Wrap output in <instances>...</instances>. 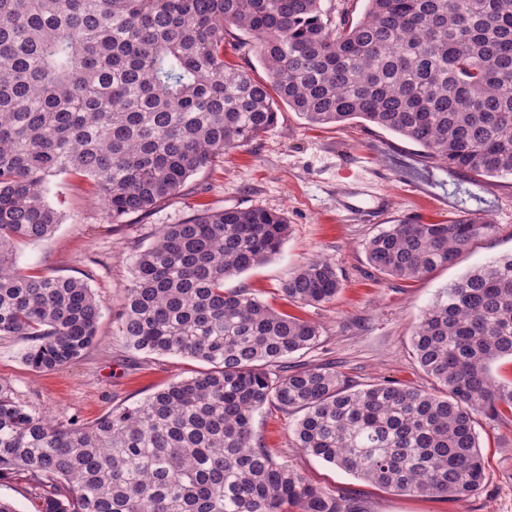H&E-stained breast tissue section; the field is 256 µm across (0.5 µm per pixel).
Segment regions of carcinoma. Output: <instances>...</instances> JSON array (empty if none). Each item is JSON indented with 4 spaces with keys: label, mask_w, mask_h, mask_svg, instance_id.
Listing matches in <instances>:
<instances>
[{
    "label": "carcinoma",
    "mask_w": 512,
    "mask_h": 512,
    "mask_svg": "<svg viewBox=\"0 0 512 512\" xmlns=\"http://www.w3.org/2000/svg\"><path fill=\"white\" fill-rule=\"evenodd\" d=\"M322 0H0V338L31 342L34 371L62 369L96 342L101 305L72 277L16 268L17 244L61 223L49 178L92 180L119 224L277 123L363 119L425 157L477 177L512 175V0H367L364 16ZM269 82L224 60L231 29ZM496 225L396 220L367 243L379 274L419 279ZM281 213L203 208L163 224L136 255L122 303L127 347L211 368L90 423L53 421L0 385V479L21 476L37 512H363L277 461L253 434L268 406L298 412L303 452L381 488L463 501L485 463L475 416L512 417V255L468 271L412 336L433 392L356 389L329 364L290 366L322 344L314 322L224 281L279 252ZM341 290L310 259L282 286L322 305Z\"/></svg>",
    "instance_id": "obj_1"
}]
</instances>
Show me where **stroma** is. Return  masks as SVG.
Segmentation results:
<instances>
[{
    "mask_svg": "<svg viewBox=\"0 0 512 512\" xmlns=\"http://www.w3.org/2000/svg\"><path fill=\"white\" fill-rule=\"evenodd\" d=\"M367 186L385 195L384 208L358 214L340 208V198ZM48 201L61 222L47 239L19 244L16 266L87 283L102 307L96 343L64 369L36 373L24 360L27 340L0 339V384L20 403L58 421H94L204 369L195 359L127 348L118 321L136 254L152 243L160 225L181 223L198 207H258L284 213L290 224L278 254L226 280L225 288L247 290L283 309L288 306L281 288L300 264L316 255L335 263L343 283L336 298L292 309L321 325L323 343L291 361L333 364L358 388L391 380L435 391L412 349L423 311L467 271L512 254L511 175L477 182L364 120L312 127L285 105L273 130L196 172L152 213L112 223L92 182L73 175L51 177ZM467 213L489 220L496 231L454 264L417 281L387 278L370 266L365 246L393 220L447 224ZM295 420L270 407L255 415L253 430L276 460L288 461L315 486L356 497L364 512H512V420L477 417L485 478L477 494L458 502L384 490L303 453L294 440Z\"/></svg>",
    "mask_w": 512,
    "mask_h": 512,
    "instance_id": "obj_1",
    "label": "stroma"
}]
</instances>
